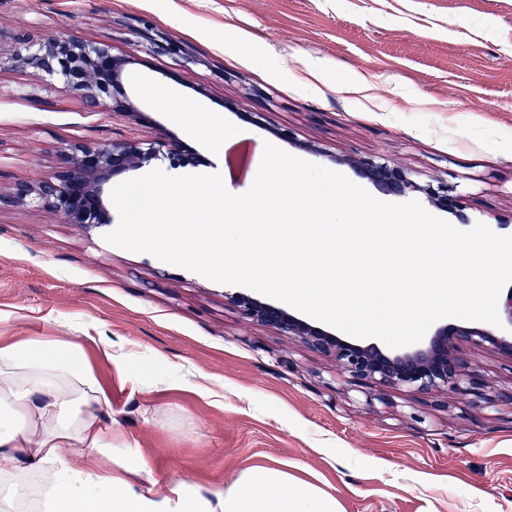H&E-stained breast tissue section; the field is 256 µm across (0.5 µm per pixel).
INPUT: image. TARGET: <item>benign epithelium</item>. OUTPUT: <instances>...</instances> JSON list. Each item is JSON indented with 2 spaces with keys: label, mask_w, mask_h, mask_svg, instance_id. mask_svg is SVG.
I'll list each match as a JSON object with an SVG mask.
<instances>
[{
  "label": "benign epithelium",
  "mask_w": 512,
  "mask_h": 512,
  "mask_svg": "<svg viewBox=\"0 0 512 512\" xmlns=\"http://www.w3.org/2000/svg\"><path fill=\"white\" fill-rule=\"evenodd\" d=\"M8 37L14 50L8 57L0 55V68L6 64L31 67L62 82L85 109H101L110 101L112 110L129 112L139 122L151 124L150 117L123 91L122 74L127 60L112 55L110 45L66 34L24 32ZM160 157L168 158L174 167H195L199 163L193 151L162 132L147 142L122 141L108 146L75 143L59 151L58 171L53 177L16 183L10 193H0V206L31 202L64 224H110L112 214L104 201V186L115 175L143 168ZM355 167L389 194L419 191L435 207L457 213V201L442 183L419 185L409 171L385 160L361 159ZM224 297L251 320L333 356L346 373L360 382L426 392L476 393L481 397L484 382L478 374L465 371L458 356L459 345L486 347L512 358V291L499 307L501 330L450 322L437 328L421 345L399 351L338 336L247 293H226Z\"/></svg>",
  "instance_id": "obj_1"
}]
</instances>
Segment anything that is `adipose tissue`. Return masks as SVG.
I'll return each mask as SVG.
<instances>
[{
  "instance_id": "obj_1",
  "label": "adipose tissue",
  "mask_w": 512,
  "mask_h": 512,
  "mask_svg": "<svg viewBox=\"0 0 512 512\" xmlns=\"http://www.w3.org/2000/svg\"><path fill=\"white\" fill-rule=\"evenodd\" d=\"M0 512H339L334 497L277 467L245 470L225 490L203 493L156 480L101 414L109 404L77 345L38 337L0 346ZM99 455L110 468L87 471ZM143 475L133 486L126 474Z\"/></svg>"
}]
</instances>
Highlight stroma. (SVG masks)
<instances>
[{
	"instance_id": "obj_1",
	"label": "stroma",
	"mask_w": 512,
	"mask_h": 512,
	"mask_svg": "<svg viewBox=\"0 0 512 512\" xmlns=\"http://www.w3.org/2000/svg\"><path fill=\"white\" fill-rule=\"evenodd\" d=\"M0 29L53 30L111 45L122 83L153 121L87 112L30 68L0 69V191L53 176L59 148L148 140L163 128L239 195L251 177L213 155L193 109L239 132L259 168L265 143L343 174L385 159L441 181L474 224L512 236V0H0ZM160 35L181 54L152 51ZM319 70L318 90L301 81ZM370 96L346 93L356 76ZM288 129L291 140L277 136ZM319 154L302 150V143ZM106 225L63 224L31 204L0 208V343L63 336L111 406L102 422L157 479L228 489L244 470L285 467L341 512H512V358L463 344L495 403L355 382L335 360L246 318L228 286L105 242ZM157 354L119 369L107 345ZM192 371L201 396L172 376Z\"/></svg>"
}]
</instances>
